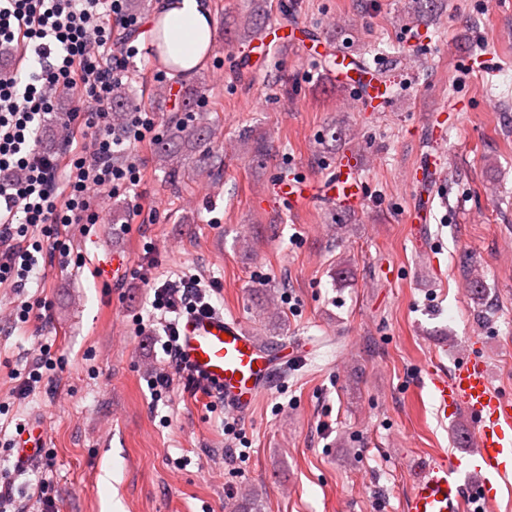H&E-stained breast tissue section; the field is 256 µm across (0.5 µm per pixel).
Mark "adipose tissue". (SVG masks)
Returning a JSON list of instances; mask_svg holds the SVG:
<instances>
[{"instance_id":"obj_1","label":"adipose tissue","mask_w":512,"mask_h":512,"mask_svg":"<svg viewBox=\"0 0 512 512\" xmlns=\"http://www.w3.org/2000/svg\"><path fill=\"white\" fill-rule=\"evenodd\" d=\"M152 20L164 27L166 53L175 65L171 78L203 66L213 45L211 0H156Z\"/></svg>"}]
</instances>
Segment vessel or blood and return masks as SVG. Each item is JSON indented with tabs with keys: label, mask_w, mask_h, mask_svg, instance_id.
Returning a JSON list of instances; mask_svg holds the SVG:
<instances>
[{
	"label": "vessel or blood",
	"mask_w": 512,
	"mask_h": 512,
	"mask_svg": "<svg viewBox=\"0 0 512 512\" xmlns=\"http://www.w3.org/2000/svg\"><path fill=\"white\" fill-rule=\"evenodd\" d=\"M178 349L192 376L243 413L269 389L299 350L287 347L271 354L260 349L236 318L218 312L186 315L179 327ZM432 396L444 414L469 418L476 450L474 464L461 458L419 466L405 500V512H463L470 501H495L502 482L512 477V395L496 388L482 355L467 352L448 375L431 378ZM45 430L32 421L18 435V460L40 456Z\"/></svg>",
	"instance_id": "b4317fda"
}]
</instances>
